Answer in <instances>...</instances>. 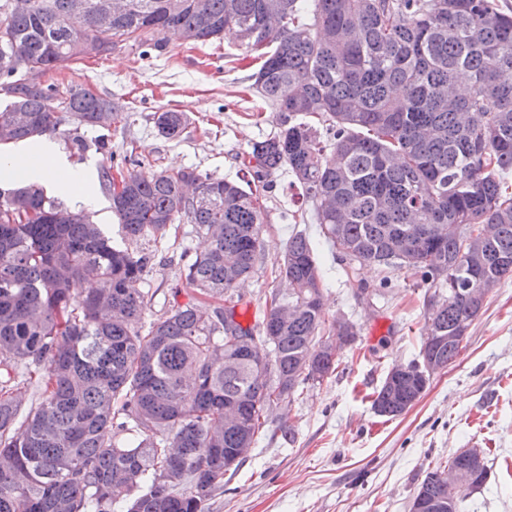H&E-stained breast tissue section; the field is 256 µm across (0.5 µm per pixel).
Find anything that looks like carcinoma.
<instances>
[{"label":"carcinoma","instance_id":"obj_1","mask_svg":"<svg viewBox=\"0 0 512 512\" xmlns=\"http://www.w3.org/2000/svg\"><path fill=\"white\" fill-rule=\"evenodd\" d=\"M129 4L109 24L92 11L72 16L69 0H33L20 14L0 6V86L15 85L0 107L13 133L0 146L55 132L59 112L80 127L127 119L86 86L61 94L19 84L12 54L47 72L124 41L160 51L167 31L193 30L204 43L245 28L261 61L253 86L287 113L277 135L252 146L254 180L288 168L342 260L406 267L433 288L419 357L452 364L479 313L474 283L512 280V192L499 178L512 170V11L496 0ZM184 123L167 111L156 126L171 139ZM130 164L112 200L118 241L35 183L0 191V512H206L269 408L338 368L336 355L317 350L337 326L326 323L324 278L305 236L288 239L280 267L288 296L272 290L262 323L228 333L224 305L236 316V284L263 251L258 197L194 169ZM190 187L207 204H194ZM184 220L204 243L174 291L187 302L146 325L150 244L178 241ZM448 224L494 232L472 253L437 231ZM87 278L72 295L70 284ZM244 336L268 349L263 368ZM32 381L41 397L24 409L15 387ZM416 382L401 392L387 373L375 413L407 412L424 389ZM444 473L431 468L416 491L448 505ZM487 476V464L473 468L460 501Z\"/></svg>","mask_w":512,"mask_h":512}]
</instances>
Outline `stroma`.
I'll list each match as a JSON object with an SVG mask.
<instances>
[{
  "label": "stroma",
  "instance_id": "obj_1",
  "mask_svg": "<svg viewBox=\"0 0 512 512\" xmlns=\"http://www.w3.org/2000/svg\"><path fill=\"white\" fill-rule=\"evenodd\" d=\"M162 52L118 43L110 52L43 74L46 84H81L128 112L127 122L76 129L68 113L52 139L72 164L97 175L101 165L135 147L155 170L193 167L215 178L247 184L243 160L254 143L278 133L284 115L253 88L258 68L252 53L232 35L187 43L166 34ZM165 111L186 117L178 137L160 136ZM105 140L107 153L70 152V140ZM260 191L264 249L240 293L243 325L261 321L269 289L287 291L278 275L288 239L304 235L325 275L327 319L343 317L358 330L354 344L338 347L339 367L293 400L273 405L265 431L240 470L215 492L207 512H409L429 468L475 448L489 468L485 484L461 512H512V281L489 292L470 326L465 348L447 369L431 377L405 414L377 415L370 396L396 364L417 359L425 323V291L403 268L359 265L353 276L323 236L311 200L287 169L268 177ZM182 248L159 243L143 286L154 295L144 319L152 321L172 302H186L174 288L186 252L201 240L192 224L181 226Z\"/></svg>",
  "mask_w": 512,
  "mask_h": 512
}]
</instances>
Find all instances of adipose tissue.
I'll use <instances>...</instances> for the list:
<instances>
[{
  "mask_svg": "<svg viewBox=\"0 0 512 512\" xmlns=\"http://www.w3.org/2000/svg\"><path fill=\"white\" fill-rule=\"evenodd\" d=\"M9 169L26 180L50 183L63 196L93 202L89 173L69 163L49 139L30 140L10 158Z\"/></svg>",
  "mask_w": 512,
  "mask_h": 512,
  "instance_id": "1",
  "label": "adipose tissue"
}]
</instances>
